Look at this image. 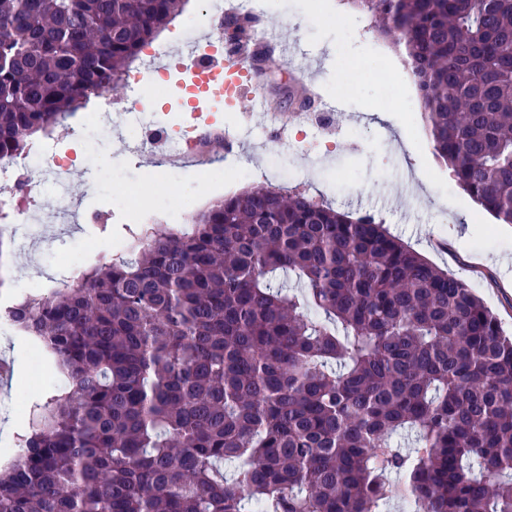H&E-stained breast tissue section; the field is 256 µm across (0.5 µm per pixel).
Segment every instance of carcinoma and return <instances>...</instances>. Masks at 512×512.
Listing matches in <instances>:
<instances>
[{
    "instance_id": "carcinoma-1",
    "label": "carcinoma",
    "mask_w": 512,
    "mask_h": 512,
    "mask_svg": "<svg viewBox=\"0 0 512 512\" xmlns=\"http://www.w3.org/2000/svg\"><path fill=\"white\" fill-rule=\"evenodd\" d=\"M182 2L0 0V156L118 90ZM351 3L403 47L436 156L512 224V0ZM257 21L218 28L238 47ZM142 248L5 309L70 390L30 410L0 512H387L390 474L414 512H512V341L374 216L260 187Z\"/></svg>"
}]
</instances>
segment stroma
Masks as SVG:
<instances>
[{"instance_id":"35a3bbf8","label":"stroma","mask_w":512,"mask_h":512,"mask_svg":"<svg viewBox=\"0 0 512 512\" xmlns=\"http://www.w3.org/2000/svg\"><path fill=\"white\" fill-rule=\"evenodd\" d=\"M270 38L294 46L292 64L264 79L256 99L227 107L209 98L191 97V76L180 66V49L155 39V62L165 82H141L137 90L121 89L106 96L113 111L130 108L133 100L149 101L161 125L180 129L188 109L201 113V131L240 124L248 128L246 145L229 150L211 143L206 160H187L177 167L152 169L124 134L92 146L94 168L74 166L65 196L46 189L34 209L40 234L17 239L14 227L0 221V262L10 278L0 284V312L27 294L51 288L74 265L88 268L109 261L113 242L137 248L147 231L167 226L166 209L194 215L242 188L274 187L302 193L313 200L359 216L378 211L385 228L449 274L464 280L512 334V224L484 212L454 181L435 156L422 117L420 97L410 75L395 66L402 54L388 40L364 27L361 14L344 0H260ZM385 70L387 84L374 78ZM317 80L323 102L335 105L340 135L333 148L307 142L292 149L288 133L257 138L263 123L257 104L276 111L289 107V94H305ZM302 170L292 183L268 165L270 157ZM361 184L351 194L347 180ZM148 188L154 201L144 213L121 207L122 199ZM9 360L24 381L0 384V423L13 419L14 435H0V449L13 447L36 402L56 394L64 379L55 361L15 329L0 328V359Z\"/></svg>"}]
</instances>
